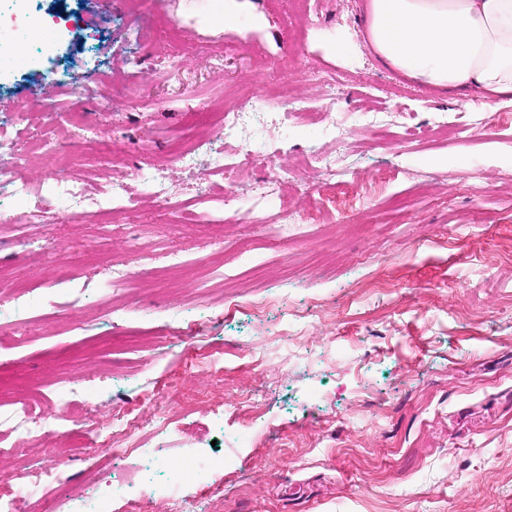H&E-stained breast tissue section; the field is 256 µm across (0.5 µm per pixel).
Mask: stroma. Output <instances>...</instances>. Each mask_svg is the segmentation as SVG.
<instances>
[{
    "mask_svg": "<svg viewBox=\"0 0 512 512\" xmlns=\"http://www.w3.org/2000/svg\"><path fill=\"white\" fill-rule=\"evenodd\" d=\"M311 3L305 63L336 72L332 100L284 62L296 0H45L63 22L54 46L0 73L1 179L12 143L69 112L81 130L24 179L47 192L76 182L97 198L118 182L134 199L114 224L23 229L69 244L90 296L59 316L32 297L37 340L0 346V388L32 381L49 395L74 371L94 380L76 418L103 427L124 408L146 424L141 453L72 449L59 481L17 497L16 512H41L46 497L94 476L112 512H162L143 496L142 458H154L162 490L188 453L225 461L222 476L186 485L189 512H512V106L470 108L387 70L364 44L365 0ZM263 85L303 101L307 117L235 138L209 126L211 154L167 171L175 201L232 231L161 210L135 173L187 134L186 100ZM371 112L482 127L433 141L372 125ZM340 128L352 188L305 163L336 153ZM244 145L273 154L282 179L259 166L225 175V156ZM284 208L302 215L301 238L273 245L266 225L241 219ZM19 230L0 224V263L14 276L0 284L1 317L14 286L38 288L48 274L44 257L17 246ZM219 235L221 285L206 275ZM105 254L168 277L122 295L124 312L110 314ZM176 254L185 265L172 274ZM303 336L333 342L301 354ZM243 392L256 404L250 426L221 404Z\"/></svg>",
    "mask_w": 512,
    "mask_h": 512,
    "instance_id": "35a3bbf8",
    "label": "stroma"
}]
</instances>
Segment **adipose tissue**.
Wrapping results in <instances>:
<instances>
[{
  "label": "adipose tissue",
  "instance_id": "adipose-tissue-1",
  "mask_svg": "<svg viewBox=\"0 0 512 512\" xmlns=\"http://www.w3.org/2000/svg\"><path fill=\"white\" fill-rule=\"evenodd\" d=\"M364 40L407 79L512 105V0H366Z\"/></svg>",
  "mask_w": 512,
  "mask_h": 512
}]
</instances>
